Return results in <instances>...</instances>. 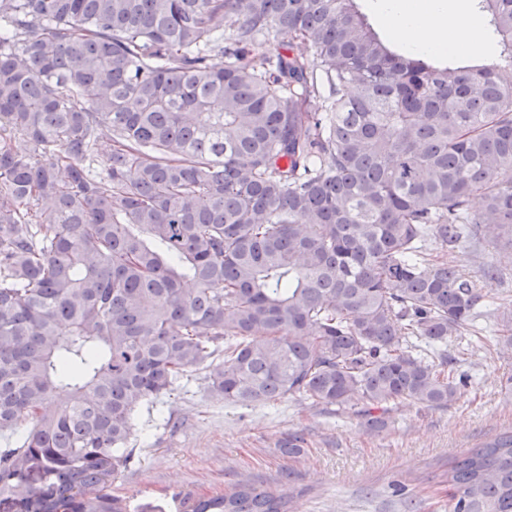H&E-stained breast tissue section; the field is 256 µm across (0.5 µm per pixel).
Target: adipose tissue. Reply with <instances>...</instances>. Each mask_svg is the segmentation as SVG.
Returning a JSON list of instances; mask_svg holds the SVG:
<instances>
[{
	"mask_svg": "<svg viewBox=\"0 0 512 512\" xmlns=\"http://www.w3.org/2000/svg\"><path fill=\"white\" fill-rule=\"evenodd\" d=\"M377 9L392 38L412 52L439 51L451 43L467 47L473 41L472 25L448 26L445 0H379Z\"/></svg>",
	"mask_w": 512,
	"mask_h": 512,
	"instance_id": "1",
	"label": "adipose tissue"
}]
</instances>
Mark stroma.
Segmentation results:
<instances>
[{"instance_id":"stroma-1","label":"stroma","mask_w":512,"mask_h":512,"mask_svg":"<svg viewBox=\"0 0 512 512\" xmlns=\"http://www.w3.org/2000/svg\"><path fill=\"white\" fill-rule=\"evenodd\" d=\"M460 258L469 272L495 265L503 276L484 289L477 334L448 341L463 377L454 405L392 403L385 427L373 431L354 408L291 396L228 403L210 390L204 371H191L140 410L133 458L112 494L126 512H179V495L220 492L247 475L267 489L294 486V512H448L449 458L512 429V351L496 343L497 317L512 308V263L475 239ZM291 432L306 439L296 456L278 446Z\"/></svg>"}]
</instances>
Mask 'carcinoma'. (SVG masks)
I'll return each mask as SVG.
<instances>
[{
	"label": "carcinoma",
	"mask_w": 512,
	"mask_h": 512,
	"mask_svg": "<svg viewBox=\"0 0 512 512\" xmlns=\"http://www.w3.org/2000/svg\"><path fill=\"white\" fill-rule=\"evenodd\" d=\"M476 2L492 65L404 53L357 0H0V434L28 424L0 512H125L136 411L192 370L373 430L456 402L453 358L408 339L474 328L498 271L466 272L468 240L512 260V0ZM446 482L449 512H512V430ZM294 494L241 479L183 512Z\"/></svg>",
	"instance_id": "carcinoma-1"
}]
</instances>
